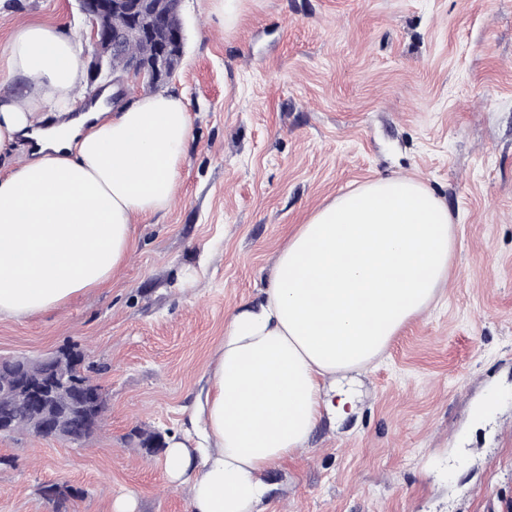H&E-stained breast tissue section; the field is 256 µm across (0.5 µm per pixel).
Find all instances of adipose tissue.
<instances>
[{"label": "adipose tissue", "instance_id": "obj_1", "mask_svg": "<svg viewBox=\"0 0 512 512\" xmlns=\"http://www.w3.org/2000/svg\"><path fill=\"white\" fill-rule=\"evenodd\" d=\"M74 35L31 22L0 53V318L104 286L129 257L134 217L175 200L191 134L181 94L85 103ZM448 205L420 181L381 177L317 209L289 237L259 299L224 325L190 417L207 449L173 442L165 472L190 512H260L266 471L324 416H347L342 378L369 366L448 278Z\"/></svg>", "mask_w": 512, "mask_h": 512}]
</instances>
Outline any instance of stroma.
I'll return each instance as SVG.
<instances>
[{
    "instance_id": "obj_1",
    "label": "stroma",
    "mask_w": 512,
    "mask_h": 512,
    "mask_svg": "<svg viewBox=\"0 0 512 512\" xmlns=\"http://www.w3.org/2000/svg\"><path fill=\"white\" fill-rule=\"evenodd\" d=\"M169 91L192 132L172 205L135 218L101 288L0 319V356L80 352L106 395L83 445L0 435V512H189L163 451L186 440L224 322L266 288L300 224L403 175L445 200L454 252L438 300L354 379L347 420L268 470L263 512H512V0H245L232 31L181 0ZM40 20L79 35L78 0H0V51Z\"/></svg>"
}]
</instances>
